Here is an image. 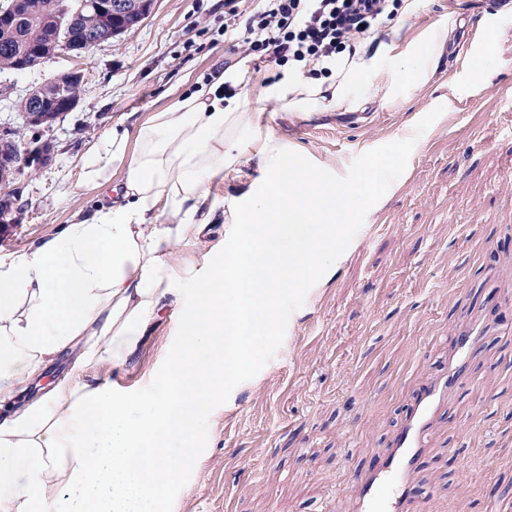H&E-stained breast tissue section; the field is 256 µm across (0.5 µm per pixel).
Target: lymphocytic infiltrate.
Wrapping results in <instances>:
<instances>
[{
	"label": "lymphocytic infiltrate",
	"instance_id": "f902f5d3",
	"mask_svg": "<svg viewBox=\"0 0 512 512\" xmlns=\"http://www.w3.org/2000/svg\"><path fill=\"white\" fill-rule=\"evenodd\" d=\"M390 17L389 0H259L244 29L228 23L224 31L242 57L328 78Z\"/></svg>",
	"mask_w": 512,
	"mask_h": 512
}]
</instances>
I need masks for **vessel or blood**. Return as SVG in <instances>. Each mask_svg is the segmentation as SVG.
<instances>
[{
  "mask_svg": "<svg viewBox=\"0 0 512 512\" xmlns=\"http://www.w3.org/2000/svg\"><path fill=\"white\" fill-rule=\"evenodd\" d=\"M448 389L447 380L432 383L422 393L401 433L371 470L354 473L356 493L352 512H409L408 478L426 447L434 412Z\"/></svg>",
  "mask_w": 512,
  "mask_h": 512,
  "instance_id": "b4317fda",
  "label": "vessel or blood"
}]
</instances>
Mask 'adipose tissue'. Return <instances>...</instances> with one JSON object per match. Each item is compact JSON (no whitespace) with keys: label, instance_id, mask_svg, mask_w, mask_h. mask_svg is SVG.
Wrapping results in <instances>:
<instances>
[{"label":"adipose tissue","instance_id":"1","mask_svg":"<svg viewBox=\"0 0 512 512\" xmlns=\"http://www.w3.org/2000/svg\"><path fill=\"white\" fill-rule=\"evenodd\" d=\"M353 83L390 95V78L373 79L362 57L333 80L255 81L241 100L214 83L88 151L79 184L110 202L0 259V512H148L165 498L179 466L169 440L209 426L212 395L248 376L252 340L276 326L281 296L329 273L345 224L372 198V168L342 181L308 165L265 114L351 109ZM250 168L259 176L240 195L213 194L215 180ZM221 214L229 227L217 238ZM196 253L212 264L153 392L89 381V367L131 363L161 313L178 311ZM63 353L68 372L17 405Z\"/></svg>","mask_w":512,"mask_h":512}]
</instances>
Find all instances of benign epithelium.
<instances>
[{
	"label": "benign epithelium",
	"mask_w": 512,
	"mask_h": 512,
	"mask_svg": "<svg viewBox=\"0 0 512 512\" xmlns=\"http://www.w3.org/2000/svg\"><path fill=\"white\" fill-rule=\"evenodd\" d=\"M155 0H66L60 5L54 23L55 39L36 48L30 59L15 69L18 74L33 70L46 60L69 52L67 33L72 24L82 15L91 13L100 17L101 27L84 43L82 50L87 54L103 43L110 42L124 34L120 21L128 16L141 23L152 13ZM85 74L79 68L44 77L40 83L30 87L22 96L27 108L20 113L23 125L37 129L50 127L60 116L71 112L77 102L67 100L63 86L82 85ZM53 146L44 141L31 148H23L9 129L0 134V223L10 224L12 213L18 207L19 195L12 184L22 167L37 164L44 166L50 159Z\"/></svg>",
	"instance_id": "obj_1"
}]
</instances>
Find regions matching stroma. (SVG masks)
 <instances>
[{"label": "stroma", "mask_w": 512, "mask_h": 512, "mask_svg": "<svg viewBox=\"0 0 512 512\" xmlns=\"http://www.w3.org/2000/svg\"><path fill=\"white\" fill-rule=\"evenodd\" d=\"M224 23V0H157L138 30L84 59L0 72L15 98L45 75L85 72L77 107L42 133L52 161L14 183L19 209L0 227L1 257L95 209L100 195L80 187L79 173L103 132L238 60ZM442 23L448 38L422 90L400 82L383 102L357 84L351 110L267 114L270 132L336 178L376 161L378 201L347 224L327 277L282 296L273 335L254 342L250 376L216 396L194 452L170 444L181 469L168 512H349L350 474L389 448L469 327L477 341L413 465L411 512H512V0H422L412 14L395 10L384 33L414 51ZM183 322L163 315L133 363L99 378L150 390Z\"/></svg>", "instance_id": "35a3bbf8"}]
</instances>
